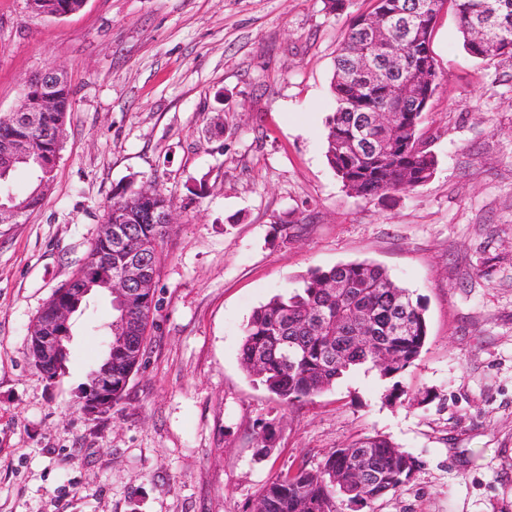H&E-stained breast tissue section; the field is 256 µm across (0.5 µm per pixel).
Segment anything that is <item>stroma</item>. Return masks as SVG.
I'll use <instances>...</instances> for the list:
<instances>
[{
	"mask_svg": "<svg viewBox=\"0 0 512 512\" xmlns=\"http://www.w3.org/2000/svg\"><path fill=\"white\" fill-rule=\"evenodd\" d=\"M324 2L86 0L51 17L0 0V115L49 63L74 92L41 205L0 224V512H253L277 473L377 434L417 466L360 512H512V60L468 55L442 12L423 124L436 171L364 199L325 157L349 16ZM150 180L176 219L157 308L123 400L94 419L76 393L105 348L110 296L74 314L57 381L33 365L29 331L113 194ZM360 261L426 306L405 396L357 371L278 400L241 365L251 314L311 269ZM270 420L280 432L259 459Z\"/></svg>",
	"mask_w": 512,
	"mask_h": 512,
	"instance_id": "stroma-1",
	"label": "stroma"
}]
</instances>
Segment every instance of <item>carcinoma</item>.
Segmentation results:
<instances>
[{
	"mask_svg": "<svg viewBox=\"0 0 512 512\" xmlns=\"http://www.w3.org/2000/svg\"><path fill=\"white\" fill-rule=\"evenodd\" d=\"M82 0H36L44 13L75 12ZM369 10L383 17L394 10L418 11V26L425 40L405 47L402 70L393 74L381 65L382 83L369 87L353 66L363 51L382 58L389 49L401 45L404 33L388 32L384 40L369 43L365 38V13L354 16L335 58L331 82L335 109L326 121V158L343 186L358 197L391 198L426 184L437 160L422 136L426 112L417 110L408 91L415 83L421 61L433 57L432 36L438 17L450 10L456 17L458 32L466 36L477 24L490 0H369ZM499 27L493 31L495 46L471 47L476 58H512V0H496ZM58 111L45 114L44 125L30 128L17 125L0 127V196H10L5 185L18 168L35 176L34 187L51 180L52 168L11 163L8 144L27 141L45 163L51 162L54 144L49 131L72 106L71 86L56 90ZM389 111L394 115L388 126L370 127L367 116ZM118 190L104 210L103 219L123 217V195ZM126 230L122 252L112 251V272L123 262L138 258L146 270L158 271L162 245L168 231L156 224H141L128 219L120 223ZM368 317L365 334L370 340L360 345L351 339L362 326L359 316ZM407 321L403 333L394 331L396 321ZM149 322L138 311L123 321L121 311L112 320V395L123 397L127 378L138 370L144 355ZM428 335L425 307L421 298L397 285L378 265L350 262L310 270L303 286L292 292L274 295L256 308L245 328L241 360L244 370L259 379L269 392L289 403L312 400L332 388L345 375L359 369L374 371L394 383L389 396L405 394L397 378L418 359ZM273 421L260 426L256 436V455H269L276 441ZM354 447L337 448L317 466L301 463L278 474L259 495L254 512H344L357 504L364 507L384 499L407 480L406 469L414 458L388 438L367 437ZM368 473L359 487L347 493L336 483V475Z\"/></svg>",
	"mask_w": 512,
	"mask_h": 512,
	"instance_id": "carcinoma-1",
	"label": "carcinoma"
}]
</instances>
